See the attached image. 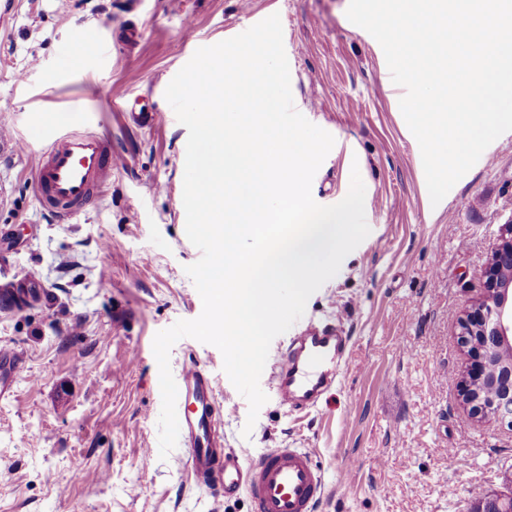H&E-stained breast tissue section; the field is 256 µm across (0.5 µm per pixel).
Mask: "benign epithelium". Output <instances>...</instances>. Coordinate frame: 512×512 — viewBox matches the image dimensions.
<instances>
[{
    "label": "benign epithelium",
    "mask_w": 512,
    "mask_h": 512,
    "mask_svg": "<svg viewBox=\"0 0 512 512\" xmlns=\"http://www.w3.org/2000/svg\"><path fill=\"white\" fill-rule=\"evenodd\" d=\"M483 278L482 298L459 321L458 339L467 356L460 401L471 418L512 428V219ZM473 512H512V494L482 498Z\"/></svg>",
    "instance_id": "benign-epithelium-1"
}]
</instances>
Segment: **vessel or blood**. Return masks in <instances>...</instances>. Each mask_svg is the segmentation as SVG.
I'll use <instances>...</instances> for the list:
<instances>
[{"mask_svg":"<svg viewBox=\"0 0 512 512\" xmlns=\"http://www.w3.org/2000/svg\"><path fill=\"white\" fill-rule=\"evenodd\" d=\"M119 162L108 137L60 130L37 156L36 199L58 223H70L104 195ZM345 349V337L329 326H312L293 337L272 377L280 404L293 410L316 407L334 384L336 360ZM21 365L20 358L0 352V398L12 393ZM176 385L179 432L190 450L196 482L228 495L246 492L255 512H315L324 482L307 452L273 448L255 460H244L224 445L223 415L212 381L188 366Z\"/></svg>","mask_w":512,"mask_h":512,"instance_id":"obj_1","label":"vessel or blood"}]
</instances>
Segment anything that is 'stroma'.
<instances>
[{
  "label": "stroma",
  "mask_w": 512,
  "mask_h": 512,
  "mask_svg": "<svg viewBox=\"0 0 512 512\" xmlns=\"http://www.w3.org/2000/svg\"><path fill=\"white\" fill-rule=\"evenodd\" d=\"M349 0H15L0 22V126L31 149L0 154V279H36L30 305L0 304V349L22 370L0 400V512H254L246 494L196 484L189 451L160 457L155 335L196 319L186 272L201 252L186 234L188 139L165 90L198 48L279 14L295 108L335 139L312 182L321 205L365 185L366 239L271 343L269 395L251 433L249 404L220 350L190 337L172 374L198 366L224 414V445L248 458L310 453L326 494L316 512H471L512 492V428L470 419L459 402L465 357L457 321L484 288L482 270L512 219V132L496 139L439 204L401 113L382 47L349 21ZM95 52L67 51L74 30ZM163 113L156 126L131 111ZM112 140V190L69 224L46 216L34 165L51 131ZM349 338L338 382L318 407L271 398L272 373L302 323ZM465 459L448 467V451ZM351 477L341 481L340 470Z\"/></svg>",
  "instance_id": "1"
}]
</instances>
